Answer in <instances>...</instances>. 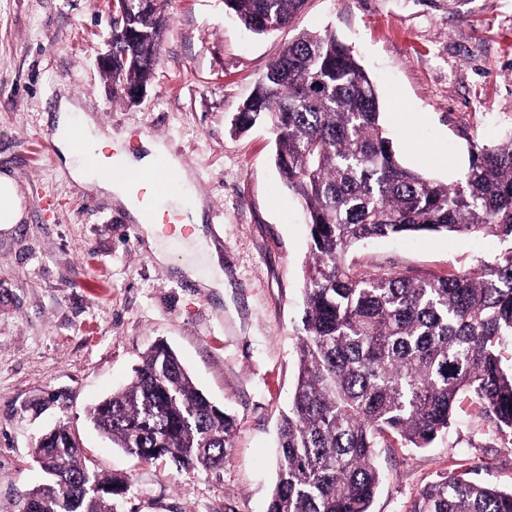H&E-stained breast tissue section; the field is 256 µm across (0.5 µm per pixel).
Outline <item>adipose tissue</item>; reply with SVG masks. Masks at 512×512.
I'll return each instance as SVG.
<instances>
[{
	"instance_id": "ef3b65f1",
	"label": "adipose tissue",
	"mask_w": 512,
	"mask_h": 512,
	"mask_svg": "<svg viewBox=\"0 0 512 512\" xmlns=\"http://www.w3.org/2000/svg\"><path fill=\"white\" fill-rule=\"evenodd\" d=\"M75 109L76 106L72 102L61 101L58 120V133L64 150L67 156L74 159L70 168L72 178L78 182L96 185L99 190L111 194L124 205L141 225L148 242L153 245L156 259L167 261L168 254L159 245L160 229L147 218L143 203L138 201L135 188L126 178L127 173L131 171H151L156 161L166 156V148L161 143L145 137L141 140L142 152L132 154L122 151L118 156H108L110 142L94 135V125L89 121L82 127V147L74 148L70 114Z\"/></svg>"
}]
</instances>
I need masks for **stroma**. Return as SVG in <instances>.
<instances>
[{"label": "stroma", "mask_w": 512, "mask_h": 512, "mask_svg": "<svg viewBox=\"0 0 512 512\" xmlns=\"http://www.w3.org/2000/svg\"><path fill=\"white\" fill-rule=\"evenodd\" d=\"M161 61L145 97L115 98L99 65L107 0H0V173L22 198L21 223L0 225V512H20L43 473L35 448L67 425L106 476L126 477L117 512H266L276 480L277 428L294 388L310 235L258 124L230 122L297 31L335 30L372 77L402 165L443 184L464 179L470 146L512 129V0H309L294 27L243 29L223 0H168ZM74 125L138 150L165 143L184 176L167 205L203 202V224L224 258L223 288L180 270L192 244L164 235L155 261L141 227L112 196L71 180L47 152L61 98ZM501 243L438 233L379 238L347 255L357 268L446 276L474 270ZM164 341L197 387L236 416L218 470L142 462L102 437L90 407L132 379ZM383 480L371 512H407L419 489L460 467L512 488V438L469 395L430 447L376 451Z\"/></svg>", "instance_id": "obj_1"}]
</instances>
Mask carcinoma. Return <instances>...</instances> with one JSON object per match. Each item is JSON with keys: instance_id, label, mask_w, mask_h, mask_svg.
I'll list each match as a JSON object with an SVG mask.
<instances>
[{"instance_id": "carcinoma-1", "label": "carcinoma", "mask_w": 512, "mask_h": 512, "mask_svg": "<svg viewBox=\"0 0 512 512\" xmlns=\"http://www.w3.org/2000/svg\"><path fill=\"white\" fill-rule=\"evenodd\" d=\"M307 0H224L255 35L292 24ZM165 0L112 13V95L129 103L160 61ZM275 136V164L310 226L293 398L277 433L278 471L266 512H370L381 481L374 449L392 437L428 447L474 396L512 434V131L472 144L465 180L449 186L402 166L376 88L336 33L303 30L269 64L232 130ZM491 236L504 247L476 271L447 277L370 273L346 263L361 241L406 234ZM112 444L143 461L216 470L234 415L211 405L170 348L155 346L129 385L89 410ZM45 480L22 512H115L127 484L83 457L66 426L42 436ZM408 512H512V491L470 471L425 484Z\"/></svg>"}]
</instances>
